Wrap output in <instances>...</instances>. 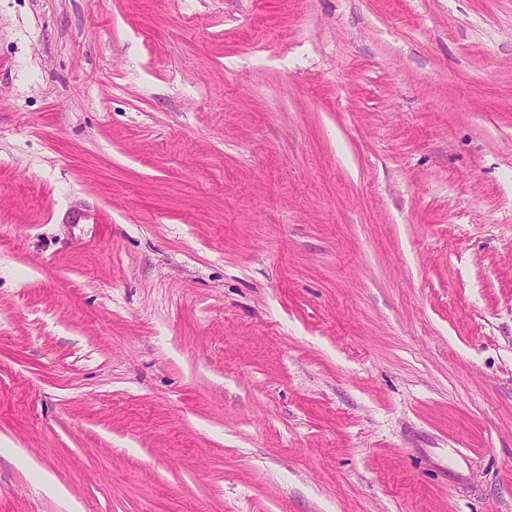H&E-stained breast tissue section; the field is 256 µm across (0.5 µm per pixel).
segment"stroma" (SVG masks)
I'll use <instances>...</instances> for the list:
<instances>
[{"label":"stroma","instance_id":"35a3bbf8","mask_svg":"<svg viewBox=\"0 0 512 512\" xmlns=\"http://www.w3.org/2000/svg\"><path fill=\"white\" fill-rule=\"evenodd\" d=\"M0 512H512V0H0Z\"/></svg>","mask_w":512,"mask_h":512}]
</instances>
